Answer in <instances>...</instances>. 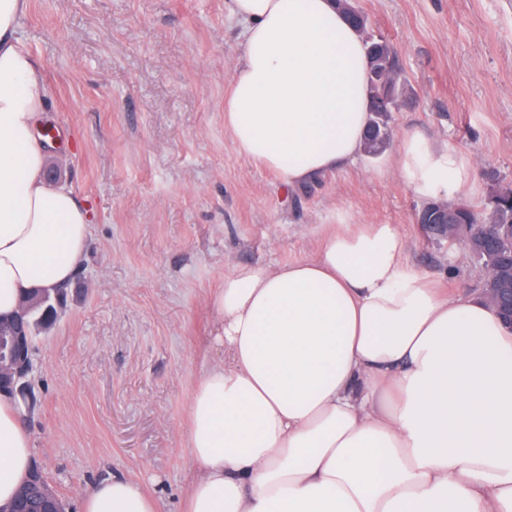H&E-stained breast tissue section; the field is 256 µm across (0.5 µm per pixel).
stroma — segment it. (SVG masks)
<instances>
[{
    "mask_svg": "<svg viewBox=\"0 0 512 512\" xmlns=\"http://www.w3.org/2000/svg\"><path fill=\"white\" fill-rule=\"evenodd\" d=\"M399 53L413 95L389 113L378 157L302 187L240 156L224 95L242 27L228 0H29L22 46L42 66L47 147L93 213L88 255L28 378L34 462L81 512L85 490L121 478L182 512L196 476L188 401L221 360L211 300L241 264L313 255L327 224H392L408 262L449 295L481 293L463 246L417 222L428 197L397 167L419 133L457 154L485 202L512 183V0H356Z\"/></svg>",
    "mask_w": 512,
    "mask_h": 512,
    "instance_id": "1",
    "label": "stroma"
}]
</instances>
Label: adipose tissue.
Listing matches in <instances>:
<instances>
[{
    "mask_svg": "<svg viewBox=\"0 0 512 512\" xmlns=\"http://www.w3.org/2000/svg\"><path fill=\"white\" fill-rule=\"evenodd\" d=\"M28 0H0V316L68 284L93 215L50 181L34 135L43 70L17 30ZM244 25L224 99L238 152L288 187L363 151L367 60L334 0H229ZM399 168L448 196L468 174L404 135ZM391 224H332L315 255L236 266L212 298L223 360L189 400L197 468L184 512H512V331L484 298L449 297L406 260ZM26 412L0 394V508L34 449ZM83 512H162L108 479Z\"/></svg>",
    "mask_w": 512,
    "mask_h": 512,
    "instance_id": "adipose-tissue-1",
    "label": "adipose tissue"
}]
</instances>
